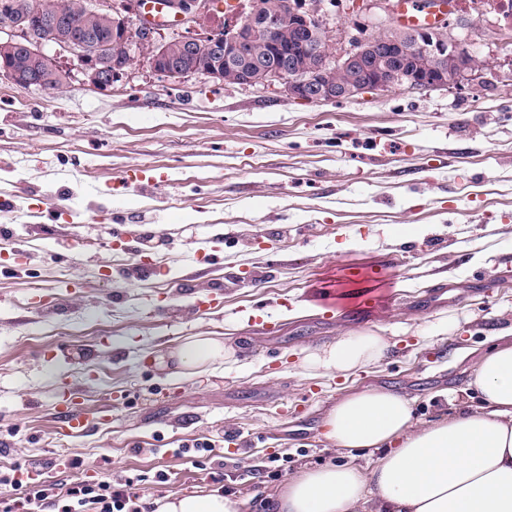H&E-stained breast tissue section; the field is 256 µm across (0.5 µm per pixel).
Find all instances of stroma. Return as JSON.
<instances>
[{
	"instance_id": "stroma-1",
	"label": "stroma",
	"mask_w": 512,
	"mask_h": 512,
	"mask_svg": "<svg viewBox=\"0 0 512 512\" xmlns=\"http://www.w3.org/2000/svg\"><path fill=\"white\" fill-rule=\"evenodd\" d=\"M351 5H317L332 53L393 22ZM448 23L489 61L485 84L306 103L279 82L168 78L141 49L108 91L76 70L56 91L0 80V197L14 203L0 237L27 255L0 251V470L62 489L137 478L150 507L217 492L274 512L304 470L371 474L375 455L322 435L342 396L391 389L418 427L476 407L473 368L512 344V20L461 0ZM139 171L162 180L150 195L124 186ZM50 194L76 222H28ZM351 267L385 269V293L325 318L309 286ZM365 331L387 339L376 364L302 366ZM193 336L224 339L233 360L176 376L168 354ZM72 394L95 427L67 439ZM203 442L213 456L185 454Z\"/></svg>"
}]
</instances>
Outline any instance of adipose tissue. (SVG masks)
Instances as JSON below:
<instances>
[{
	"instance_id": "ef3b65f1",
	"label": "adipose tissue",
	"mask_w": 512,
	"mask_h": 512,
	"mask_svg": "<svg viewBox=\"0 0 512 512\" xmlns=\"http://www.w3.org/2000/svg\"><path fill=\"white\" fill-rule=\"evenodd\" d=\"M386 342L372 332L339 337L306 353L310 368L348 373L380 358ZM172 357L182 376L230 361L222 339L195 336ZM481 406L414 427L406 398L388 389L350 394L326 412L324 438L337 450L382 449L371 477L330 464L290 479L277 512H358L377 495L375 512H512V345L496 348L477 364L471 380ZM157 512H235L220 494L171 495Z\"/></svg>"
}]
</instances>
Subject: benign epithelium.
I'll list each match as a JSON object with an SVG mask.
<instances>
[{
    "instance_id": "obj_1",
    "label": "benign epithelium",
    "mask_w": 512,
    "mask_h": 512,
    "mask_svg": "<svg viewBox=\"0 0 512 512\" xmlns=\"http://www.w3.org/2000/svg\"><path fill=\"white\" fill-rule=\"evenodd\" d=\"M167 12L193 25L216 7L215 0H160ZM112 40L98 41L92 29L68 35L69 19L63 9L35 18L25 14L20 0H0V78L22 87L60 90L69 85L70 68L59 58L75 61L85 84L97 90L112 86L133 63L132 42L150 54L153 69L168 77L205 75L223 81L232 74L242 86L285 85L288 95L306 102H330L359 94L402 88L407 91L448 89L482 84L484 69L476 68L448 24L407 29H384L380 42L362 40L336 56L324 50L326 28L315 11L286 17L251 0L249 10L224 21V31L205 40L178 38L179 48L158 42L155 30L135 5L115 20ZM292 32L290 41L273 45L272 53L257 56L246 46L278 32ZM55 49L50 54L46 47ZM28 55L16 65L17 54ZM346 75L342 81L335 72Z\"/></svg>"
}]
</instances>
